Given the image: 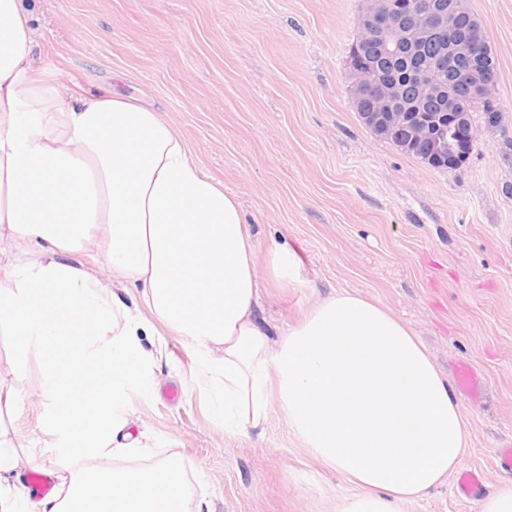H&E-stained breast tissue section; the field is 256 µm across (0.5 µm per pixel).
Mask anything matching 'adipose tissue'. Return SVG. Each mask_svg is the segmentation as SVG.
I'll use <instances>...</instances> for the list:
<instances>
[{
	"mask_svg": "<svg viewBox=\"0 0 512 512\" xmlns=\"http://www.w3.org/2000/svg\"><path fill=\"white\" fill-rule=\"evenodd\" d=\"M24 0H0V329L15 371L37 357L49 427L81 452L124 448L126 391L153 356L140 332L190 343L195 382L225 431L245 435L276 393L292 432L350 484L336 512H403L455 471L469 438L447 377L395 314L332 291L270 342V287L296 288L278 245L256 275L249 220L183 138L119 92L40 76ZM105 257L111 284L81 261ZM28 512H203L179 459L82 468Z\"/></svg>",
	"mask_w": 512,
	"mask_h": 512,
	"instance_id": "ef3b65f1",
	"label": "adipose tissue"
}]
</instances>
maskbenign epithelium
I'll return each instance as SVG.
<instances>
[{"label": "benign epithelium", "instance_id": "1", "mask_svg": "<svg viewBox=\"0 0 512 512\" xmlns=\"http://www.w3.org/2000/svg\"><path fill=\"white\" fill-rule=\"evenodd\" d=\"M460 12L454 0H408L406 15L397 13L394 0H364L363 27L381 40L385 50L412 49L442 34L456 30ZM453 57L422 59L397 78L379 72L365 62L350 59L351 98L359 119L375 136L405 145L408 140L424 145L423 162L430 167H459L468 153L474 130L470 116L457 111L456 98L439 77L453 67ZM496 74L481 69L463 91L489 97ZM410 100L434 101L440 112L428 116L398 104Z\"/></svg>", "mask_w": 512, "mask_h": 512}]
</instances>
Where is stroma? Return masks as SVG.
I'll return each instance as SVG.
<instances>
[{
    "instance_id": "35a3bbf8",
    "label": "stroma",
    "mask_w": 512,
    "mask_h": 512,
    "mask_svg": "<svg viewBox=\"0 0 512 512\" xmlns=\"http://www.w3.org/2000/svg\"><path fill=\"white\" fill-rule=\"evenodd\" d=\"M497 60L495 122L474 115L466 162L432 169L374 136L349 92L359 0H27L43 74L97 91L114 85L166 118L201 169L234 195L257 258L277 244L298 259L300 287L262 305L271 333L331 290L386 306L422 339L436 367L469 366L482 385L458 397L469 434L461 464L489 491L512 485L497 450L512 441V0H468ZM157 364L128 395L141 446L126 461L179 457L193 499L212 512H334L352 490L289 431L276 396L248 436L225 433L194 381L190 344L143 337ZM0 335V379L17 407L0 415L23 487L36 467L75 468L77 445L46 423L54 404L37 358L20 374ZM181 390L165 400L167 387ZM406 512H480L453 481Z\"/></svg>"
}]
</instances>
